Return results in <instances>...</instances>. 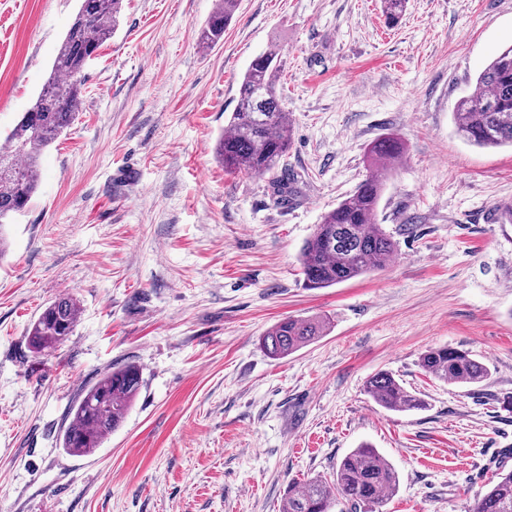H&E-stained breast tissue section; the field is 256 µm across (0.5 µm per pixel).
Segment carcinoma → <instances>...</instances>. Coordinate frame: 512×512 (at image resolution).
<instances>
[{
  "instance_id": "cac0c4a2",
  "label": "carcinoma",
  "mask_w": 512,
  "mask_h": 512,
  "mask_svg": "<svg viewBox=\"0 0 512 512\" xmlns=\"http://www.w3.org/2000/svg\"><path fill=\"white\" fill-rule=\"evenodd\" d=\"M123 0H79V8L58 48L51 72L32 106L0 144V255L6 248L3 226L25 211L39 186V159L73 122L85 93L81 73L112 36ZM238 0H221L200 34L212 47L224 37ZM284 60L276 45L252 60L238 89L235 111L216 143V154L227 172L272 175L274 191L288 200L289 174L284 159L291 143L289 112L280 103L279 78ZM458 133L480 148L512 147V47L501 51L478 75L473 89L453 112ZM404 154L391 136L369 149L370 175L336 207L325 212L300 254L305 287L329 288L386 267L396 243L376 223L386 181ZM78 302L66 295L47 305L27 336L29 348L51 350L73 332ZM316 319L286 318L262 337L263 348L285 357L323 335ZM420 366L433 377L479 386L488 380V366L464 350L441 346L425 351ZM142 385L135 365L110 368L73 401L63 428L62 448L76 456L96 452L118 430ZM366 392L392 411L421 408L422 401L387 372L373 375ZM398 475L375 448L363 444L346 454L333 479H310L288 488L281 512H357L383 506L395 493ZM472 512H512V471L502 473Z\"/></svg>"
}]
</instances>
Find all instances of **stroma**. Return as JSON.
Wrapping results in <instances>:
<instances>
[{"mask_svg": "<svg viewBox=\"0 0 512 512\" xmlns=\"http://www.w3.org/2000/svg\"><path fill=\"white\" fill-rule=\"evenodd\" d=\"M217 0H123L83 72L75 120L41 158L32 205L0 257V512H280L291 484L332 478L363 444L399 477L380 512H472L512 471V149L479 148L453 110L512 46V0H238L217 45ZM78 0H0V140L48 77ZM286 62L290 202L271 176L214 154L239 80L270 45ZM404 146L377 221L388 265L305 288L300 252L323 213L370 173L367 149ZM79 321L37 354L43 308ZM294 316L323 336L284 358L264 333ZM469 351L471 389L419 364ZM142 386L94 454L63 450L72 402L105 369ZM391 372L424 400L390 411L365 391ZM237 6L238 0H221L200 34V43L204 47H212L222 40L224 28L231 21ZM81 308L69 295L47 305L33 322L27 336L29 348L36 353L51 350L73 332Z\"/></svg>", "mask_w": 512, "mask_h": 512, "instance_id": "stroma-1", "label": "stroma"}]
</instances>
